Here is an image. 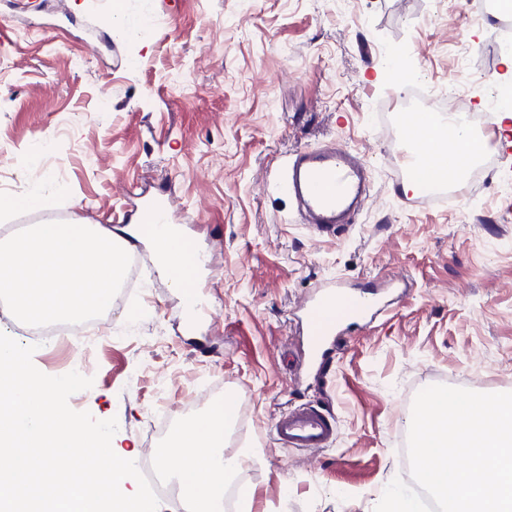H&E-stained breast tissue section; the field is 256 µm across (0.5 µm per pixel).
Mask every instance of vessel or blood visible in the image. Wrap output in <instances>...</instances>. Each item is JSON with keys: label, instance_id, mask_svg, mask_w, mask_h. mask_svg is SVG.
I'll return each instance as SVG.
<instances>
[{"label": "vessel or blood", "instance_id": "obj_1", "mask_svg": "<svg viewBox=\"0 0 512 512\" xmlns=\"http://www.w3.org/2000/svg\"><path fill=\"white\" fill-rule=\"evenodd\" d=\"M363 162L351 151L328 145L320 149H304L294 154L281 183L301 206L307 223L323 232L336 229L344 222L353 205L363 199ZM140 234H147L171 223L168 204L163 197L141 199L139 204ZM343 305L367 314H377V302L370 293L328 290L306 303L307 348L309 367H322L336 348L337 326L324 322L319 311ZM271 435L283 449H323L336 437V418L328 410L306 405L282 414L271 427Z\"/></svg>", "mask_w": 512, "mask_h": 512}]
</instances>
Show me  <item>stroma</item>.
Segmentation results:
<instances>
[{
  "label": "stroma",
  "instance_id": "stroma-1",
  "mask_svg": "<svg viewBox=\"0 0 512 512\" xmlns=\"http://www.w3.org/2000/svg\"><path fill=\"white\" fill-rule=\"evenodd\" d=\"M94 0H0V196L37 195L0 212V241L49 222L126 227L129 187H165L172 218L199 252L206 319L187 328L185 297L146 243L131 283L100 317L94 345L44 340L35 367L66 374L89 359L73 410L116 419L114 449L162 450L158 417L232 399L234 477L253 512H379L403 491L406 418L443 384L512 392V157L482 162L453 204L402 192L407 115L398 86H467L489 111L502 55L468 0H126L103 38ZM147 18L138 38L127 28ZM398 49L406 68H390ZM363 156L372 190L353 224L318 235L280 190L293 154L328 143ZM405 291L342 336L325 378L299 359L301 306L322 283ZM333 409L319 451L283 450L276 417Z\"/></svg>",
  "mask_w": 512,
  "mask_h": 512
}]
</instances>
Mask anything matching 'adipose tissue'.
<instances>
[{
	"label": "adipose tissue",
	"mask_w": 512,
	"mask_h": 512,
	"mask_svg": "<svg viewBox=\"0 0 512 512\" xmlns=\"http://www.w3.org/2000/svg\"><path fill=\"white\" fill-rule=\"evenodd\" d=\"M408 131L433 179L449 183L460 177V169L449 166L442 157L439 141L445 133L431 114L411 118ZM233 416L234 407L227 401L218 410L184 422L161 455L162 464L173 471L192 512H224L227 484L249 458L245 452H225Z\"/></svg>",
	"instance_id": "1"
}]
</instances>
